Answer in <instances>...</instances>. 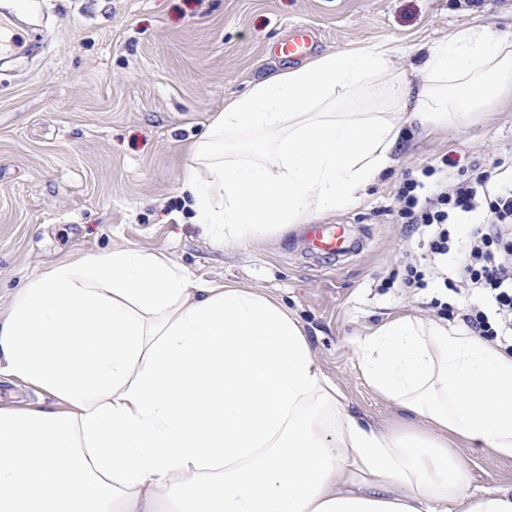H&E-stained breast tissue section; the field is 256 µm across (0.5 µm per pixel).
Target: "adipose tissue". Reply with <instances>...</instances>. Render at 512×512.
Returning a JSON list of instances; mask_svg holds the SVG:
<instances>
[{
	"label": "adipose tissue",
	"instance_id": "1",
	"mask_svg": "<svg viewBox=\"0 0 512 512\" xmlns=\"http://www.w3.org/2000/svg\"><path fill=\"white\" fill-rule=\"evenodd\" d=\"M378 42L229 98L181 191L218 242L252 243L359 200L402 116L455 125L512 93V39L452 28L411 71ZM369 386L424 428L356 419L282 301L161 252L53 265L0 314V376L52 397L0 406V512H512L468 489L449 435L512 457V355L441 322L360 340Z\"/></svg>",
	"mask_w": 512,
	"mask_h": 512
}]
</instances>
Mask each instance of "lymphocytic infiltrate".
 Returning a JSON list of instances; mask_svg holds the SVG:
<instances>
[{"instance_id": "1", "label": "lymphocytic infiltrate", "mask_w": 512, "mask_h": 512, "mask_svg": "<svg viewBox=\"0 0 512 512\" xmlns=\"http://www.w3.org/2000/svg\"><path fill=\"white\" fill-rule=\"evenodd\" d=\"M484 211L482 225L470 233L467 249L458 259V277L476 303L463 309L461 320L472 335L512 351V240L503 227L512 224V184L502 185L484 170L469 179L441 177L425 184L407 177L399 193L398 223L427 238V253L411 267L410 283L447 280L444 258L451 249V224Z\"/></svg>"}]
</instances>
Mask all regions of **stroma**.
I'll return each instance as SVG.
<instances>
[{
	"instance_id": "35a3bbf8",
	"label": "stroma",
	"mask_w": 512,
	"mask_h": 512,
	"mask_svg": "<svg viewBox=\"0 0 512 512\" xmlns=\"http://www.w3.org/2000/svg\"><path fill=\"white\" fill-rule=\"evenodd\" d=\"M39 34L29 55L0 61V311L51 265L117 249L164 252L203 281L258 289L303 327L315 362L348 410L383 428L413 425L376 396L359 339L395 314L440 320L450 292L404 285L421 257L418 234L393 210L406 174L512 163V100L461 127H404L392 165L360 201L320 221L346 228L351 250H306L300 229L253 244L216 243L180 193L186 151L226 99L293 68L279 53L297 24L312 55L385 42L395 65L418 66L416 48L457 26L512 36V0H0ZM472 486L512 492V458L453 440Z\"/></svg>"
}]
</instances>
